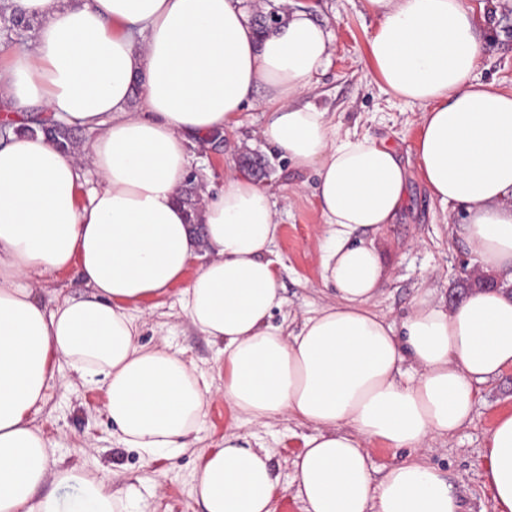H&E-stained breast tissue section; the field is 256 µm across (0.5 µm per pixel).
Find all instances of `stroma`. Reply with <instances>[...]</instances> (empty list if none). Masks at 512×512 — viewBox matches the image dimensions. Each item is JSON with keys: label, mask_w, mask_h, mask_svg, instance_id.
<instances>
[{"label": "stroma", "mask_w": 512, "mask_h": 512, "mask_svg": "<svg viewBox=\"0 0 512 512\" xmlns=\"http://www.w3.org/2000/svg\"><path fill=\"white\" fill-rule=\"evenodd\" d=\"M317 18L336 33V50L326 72L320 75L312 98L327 108L334 122L385 140L405 163L415 161L414 141L419 132L417 106L393 98L366 64L367 40L376 21L364 14L360 0H314ZM476 15L489 16L482 29L484 55L477 78L502 91H512V0H464ZM261 107L247 109L238 129L222 141L201 143L192 149V170L202 191L224 187V166L258 157L266 164L264 182L270 187L281 235L276 251L282 261L281 284L287 302L274 312L271 322L296 329L331 298L321 278V245L327 227L314 196L313 173H301L271 152L260 130ZM465 212L461 205H441L430 200L418 178H411L407 203L395 223L378 233L389 269V279L373 302L376 312L401 323L413 299L432 291L445 299L474 277L469 251L457 229ZM86 288L76 269L40 277L35 295L46 309ZM141 344L167 343L171 351L192 360L213 386L224 383L222 344L213 342L187 320L177 294L145 302L139 314ZM197 434L195 449L171 459L155 457L144 462L138 449L118 446L105 410L103 385H86L74 373L56 380L34 423L48 439L51 468L75 466L88 475L105 479L113 494L127 502L132 512H203L193 492V476L201 452L219 447L225 431L245 437L250 445H263L272 455L280 475L274 497L275 512H303L292 482V459L302 450L308 426L281 417L261 425L237 417L221 396H214ZM512 412V369L481 385L472 421L452 436L423 448V456L446 476L462 498L465 512H494L483 486L484 439L494 419Z\"/></svg>", "instance_id": "35a3bbf8"}]
</instances>
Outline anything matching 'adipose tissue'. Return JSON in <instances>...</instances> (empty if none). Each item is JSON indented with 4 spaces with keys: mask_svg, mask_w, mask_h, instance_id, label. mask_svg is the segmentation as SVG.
<instances>
[{
    "mask_svg": "<svg viewBox=\"0 0 512 512\" xmlns=\"http://www.w3.org/2000/svg\"><path fill=\"white\" fill-rule=\"evenodd\" d=\"M11 2L39 27L0 65V121L40 106L90 139L79 154L40 134L0 143V512H126L102 481L49 467L32 416L60 363L105 385L124 447L147 460L191 448L210 384L166 344L141 345L134 316L175 288L191 324L224 346L225 403L253 423L312 427L292 462L305 512H464L416 453L467 426L480 385L512 369V92L476 80L481 24L464 0H362L377 20L371 71L420 108L417 177L430 198L464 206L461 234L496 281L450 306L418 295L398 326L372 305L388 271L375 235L404 207L408 170L311 100L336 39L312 10L295 0L261 33L242 0ZM258 92L262 138L315 175L332 229L322 279L333 298L294 333L271 322L285 298L269 187L225 168L195 226L178 201L191 146L238 128ZM73 266L88 295L46 310L28 279ZM373 443L415 454L376 479ZM48 483L75 494L36 498ZM483 483L495 512H512V414L487 432ZM278 486L269 450L228 431L193 493L205 512H272Z\"/></svg>",
    "mask_w": 512,
    "mask_h": 512,
    "instance_id": "1",
    "label": "adipose tissue"
}]
</instances>
